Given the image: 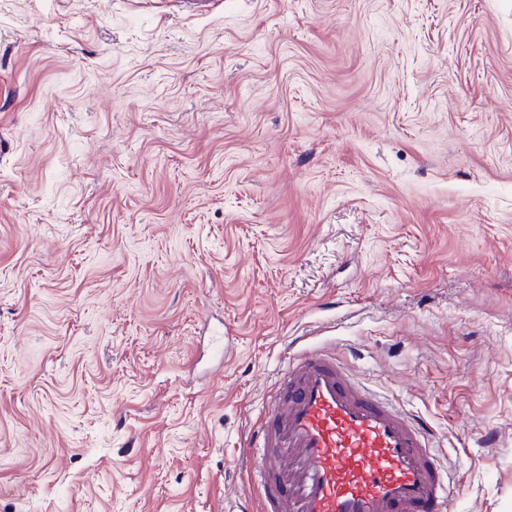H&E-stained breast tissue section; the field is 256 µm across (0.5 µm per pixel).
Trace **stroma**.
Instances as JSON below:
<instances>
[{"instance_id": "35a3bbf8", "label": "stroma", "mask_w": 512, "mask_h": 512, "mask_svg": "<svg viewBox=\"0 0 512 512\" xmlns=\"http://www.w3.org/2000/svg\"><path fill=\"white\" fill-rule=\"evenodd\" d=\"M295 336L512 512V0H0V512L254 500Z\"/></svg>"}]
</instances>
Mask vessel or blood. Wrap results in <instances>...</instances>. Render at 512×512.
<instances>
[{"label": "vessel or blood", "instance_id": "b4317fda", "mask_svg": "<svg viewBox=\"0 0 512 512\" xmlns=\"http://www.w3.org/2000/svg\"><path fill=\"white\" fill-rule=\"evenodd\" d=\"M277 384L241 460L261 512H451L430 428L335 352L299 349Z\"/></svg>", "mask_w": 512, "mask_h": 512}]
</instances>
